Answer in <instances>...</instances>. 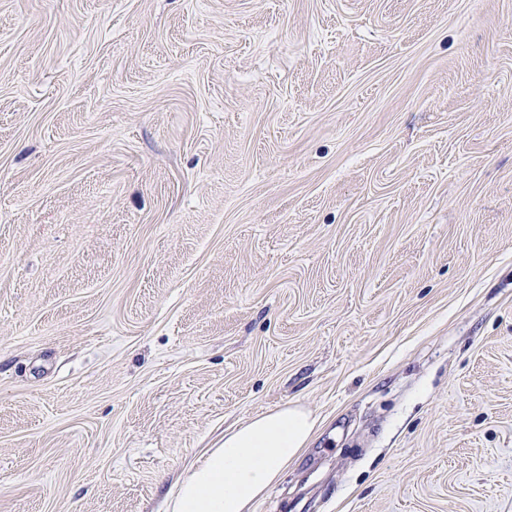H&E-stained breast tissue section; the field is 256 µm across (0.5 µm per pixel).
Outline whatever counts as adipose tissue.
<instances>
[{
	"label": "adipose tissue",
	"instance_id": "obj_1",
	"mask_svg": "<svg viewBox=\"0 0 512 512\" xmlns=\"http://www.w3.org/2000/svg\"><path fill=\"white\" fill-rule=\"evenodd\" d=\"M316 421L285 406L228 430L189 465L165 512H251L306 448Z\"/></svg>",
	"mask_w": 512,
	"mask_h": 512
}]
</instances>
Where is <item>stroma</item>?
<instances>
[{
	"label": "stroma",
	"instance_id": "1",
	"mask_svg": "<svg viewBox=\"0 0 512 512\" xmlns=\"http://www.w3.org/2000/svg\"><path fill=\"white\" fill-rule=\"evenodd\" d=\"M512 512V0H0V512ZM316 420L285 406L224 432L189 465L164 512H252L306 448Z\"/></svg>",
	"mask_w": 512,
	"mask_h": 512
}]
</instances>
